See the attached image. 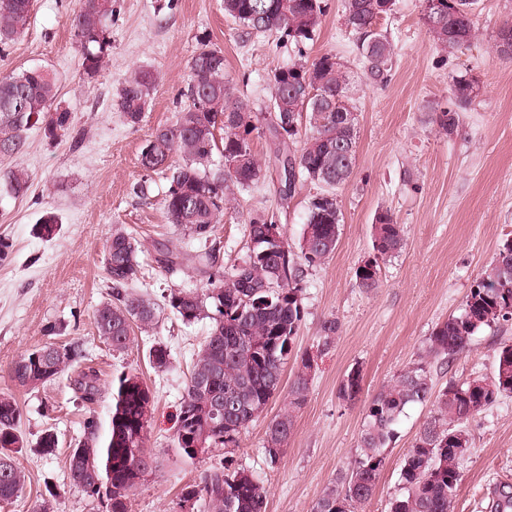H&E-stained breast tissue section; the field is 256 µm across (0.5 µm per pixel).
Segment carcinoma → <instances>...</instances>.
Here are the masks:
<instances>
[{
    "label": "carcinoma",
    "mask_w": 512,
    "mask_h": 512,
    "mask_svg": "<svg viewBox=\"0 0 512 512\" xmlns=\"http://www.w3.org/2000/svg\"><path fill=\"white\" fill-rule=\"evenodd\" d=\"M396 0H343L346 28L356 40L359 60L372 84L387 81L392 70L394 47L375 28L377 20L390 15ZM477 0H447L444 26H432L429 14L422 19L436 44L450 54L467 48L475 36L472 15ZM33 0H0V51L21 35L29 24ZM224 13L248 32H275L297 44L314 40L321 0H224ZM75 43L81 48L84 73L95 76L109 61L112 47V8L99 0H78L71 20ZM512 35V22L496 30L493 48L498 56L512 59L501 49V41ZM316 72L320 87L310 97L302 89L308 68ZM157 77L138 68L118 93L117 106L127 125L142 121L152 100ZM271 109L277 119L296 115V128L278 140L277 129L266 130L275 144V159L288 153V192L296 183L310 182L324 188L310 203L300 242V255L290 251L288 276L280 269L282 254L265 252L261 241L267 224L252 219L247 224L251 246L241 262L226 270L214 249L207 246L230 202L229 194L257 183L262 167L250 144L257 129L250 105L236 94L234 79L224 70V53L203 43L189 61V80L182 91L184 104L174 120L156 128L141 148L139 164L147 173L160 172L169 186L165 209L175 225L198 247L192 251L157 249L155 262L168 273L192 269L206 287L172 288L158 304L132 285L139 280L140 244L124 227L113 226L107 245L106 272L111 298L93 313L98 336L114 351L131 342L133 327L154 328L162 309L186 324L201 318L212 320L208 336L196 355L182 396L179 414L182 431L176 432L175 448L188 463L197 460L191 450L193 437H202L212 448L236 442V437L266 407L279 391L288 359L304 319L302 266L315 267L336 249L342 214L335 190L347 182L356 165V154L346 155L342 145L357 144V122L344 119L353 111L349 102V77L336 55L324 53L310 65L291 63L275 70L271 78ZM475 83L463 76L454 80L448 108L435 114L434 122L448 138L457 135L461 112L474 99ZM55 78L41 68H30L0 76V154L22 150L27 131L42 124L45 138L55 141L73 131L72 114L47 111L56 96ZM221 137H216V134ZM300 148H293L294 144ZM178 154L182 162L170 163ZM0 182L11 195H23L30 187L28 173L12 169L0 174ZM372 271L355 270L359 287L372 291L380 286L379 261L398 253L403 230L392 215L378 213L373 225ZM512 321V239L506 241L471 286L462 310L436 324L426 339L419 359L394 376L364 406L359 453L353 465L327 487L312 512H358L374 495L386 464V449L394 442L406 409L432 403L431 415L423 422L400 470L401 493L390 501L389 512H453L461 481L460 465L471 447L466 424L500 397L512 395V343L497 352L494 375L462 383L450 382L434 391L432 365L449 363L466 349L481 329ZM45 358L34 360L32 349L14 361L11 382L34 390L56 378L66 366L85 358L76 343L58 347L44 345ZM147 357L162 371L170 363V351L160 342L151 345ZM300 364L288 390V398L267 427L264 451L276 463L295 429L297 413L309 394L310 358L299 355ZM363 375L356 366L340 382L339 397L358 399ZM86 402L100 395L98 374L89 368L74 380ZM112 403L105 434L97 422L84 425L85 438L69 454L71 481L91 496L107 501L108 512H127L129 493L141 484L139 474L151 473L156 462L146 450L150 403L147 385L132 372H122L110 383ZM232 410L212 420L209 406L216 398ZM20 408L12 394L0 392V448L22 444L18 430ZM26 473L9 456L0 455V502L22 493ZM267 487L248 470L224 463L206 472L199 482L184 488L182 496L202 512H264ZM494 512H512V487L495 491Z\"/></svg>",
    "instance_id": "cac0c4a2"
}]
</instances>
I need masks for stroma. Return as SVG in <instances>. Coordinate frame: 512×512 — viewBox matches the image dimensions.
<instances>
[{
  "label": "stroma",
  "instance_id": "obj_1",
  "mask_svg": "<svg viewBox=\"0 0 512 512\" xmlns=\"http://www.w3.org/2000/svg\"><path fill=\"white\" fill-rule=\"evenodd\" d=\"M223 0H112V51L94 78L83 73L81 51L70 26L76 0H36L25 33L0 54V75L38 67L52 74L57 94L52 109L69 110L80 144L70 137L49 141L40 127L27 133L22 151L0 155V172L26 170L30 188L20 197L0 196V237L12 245L0 263V391H13L21 409L23 447L12 454L28 479L20 496L0 504V512H106L69 478L68 457L83 436L87 419L106 427L110 399L83 401L73 387L81 368L97 371L101 385L123 371L139 373L154 395L146 446L156 470L133 489L128 512H193L182 500L187 485L199 482L224 459L260 475L268 489L266 512H311L315 501L358 454L363 407L394 375L417 362L438 322L459 314L469 289L505 239L512 238V61L493 50L499 24L512 16V0H479L473 17L475 37L469 50L447 55L421 19V0H397L393 13L379 19L378 31L395 47L387 83L365 82L354 38L343 20L342 0H324L325 14L314 42H281L275 33L242 35L226 16ZM221 50L225 68L254 111H268L270 77L293 62H312L333 52L350 78L348 96L357 116L358 147L354 173L336 189L343 220L334 253L306 269L302 281L305 317L296 340L309 356L310 394L295 430L277 463L264 454L267 426L288 396L296 372L289 362L283 389L235 443L212 449L195 462L181 460L172 443L176 415L194 353L211 321L185 324L170 312L146 333H135L124 351L99 338L94 309L111 294L106 274V244L113 225L121 224L139 242L144 276L136 291L161 300L172 288H203L192 270L169 274L154 261V246L184 245L183 234L169 224L163 175H145L138 161L141 146L157 127L172 121L179 93L188 79V63L201 44ZM157 75L153 100L139 127L127 125L117 96L132 69ZM475 82L479 94L462 114L458 136L447 138L433 112L447 107L457 77ZM251 146L262 167L257 184L235 192L233 206L217 224L212 242L224 266L247 251L246 226L265 217L279 224L291 248H298L308 207L319 185H296L283 198L274 146L265 130L253 131ZM146 183L145 195L134 188ZM387 211L401 224L405 244L381 263L380 286L358 287L355 270L372 252V226ZM53 213L52 238L38 228ZM339 323L338 339L324 346L322 324ZM56 334H48V327ZM165 344L171 364L151 368L147 349ZM512 341V321L483 328L457 355L452 366L433 365V382H463L491 377L501 343ZM84 344L87 358L33 391L14 389L10 364L43 345ZM363 374L355 403L342 401L339 384L352 367ZM431 411L407 408L398 437L386 451V466L373 497L361 512H389L399 495L400 467ZM471 448L461 465L455 512H491L496 486L512 485V396L470 420ZM59 446L41 454L36 446L45 431Z\"/></svg>",
  "mask_w": 512,
  "mask_h": 512
}]
</instances>
